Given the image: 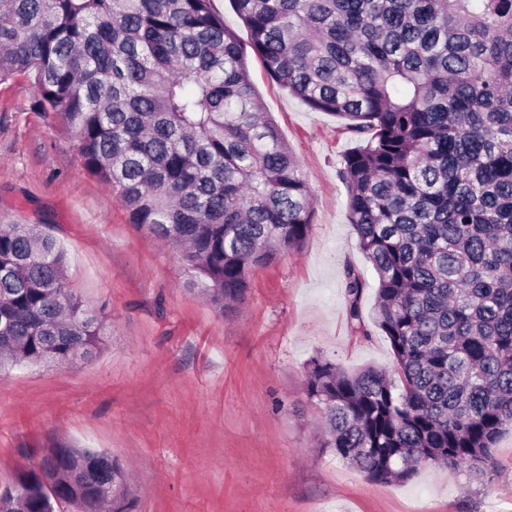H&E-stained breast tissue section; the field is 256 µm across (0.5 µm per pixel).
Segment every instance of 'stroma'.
<instances>
[{
    "label": "stroma",
    "mask_w": 512,
    "mask_h": 512,
    "mask_svg": "<svg viewBox=\"0 0 512 512\" xmlns=\"http://www.w3.org/2000/svg\"><path fill=\"white\" fill-rule=\"evenodd\" d=\"M214 8L302 164L314 201L309 235L252 270L244 295L218 309L174 249L131 224L84 168L76 138L38 110L31 81L0 82V224L54 236L71 288L105 323L92 359L0 368V486L48 449L77 446L120 465L136 512H512V429L492 450L489 482L426 466L408 482L375 484L321 448V412L305 390L310 357L350 373L394 363L378 328L364 338L346 318V264L368 283V323L377 288L340 176L357 141L269 78L232 0Z\"/></svg>",
    "instance_id": "stroma-1"
}]
</instances>
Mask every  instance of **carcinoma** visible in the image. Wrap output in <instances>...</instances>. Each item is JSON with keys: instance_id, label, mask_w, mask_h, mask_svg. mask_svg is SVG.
Wrapping results in <instances>:
<instances>
[{"instance_id": "carcinoma-1", "label": "carcinoma", "mask_w": 512, "mask_h": 512, "mask_svg": "<svg viewBox=\"0 0 512 512\" xmlns=\"http://www.w3.org/2000/svg\"><path fill=\"white\" fill-rule=\"evenodd\" d=\"M267 74L357 136L341 178L378 279L390 370L315 356L322 447L373 483L426 464L490 480L512 427V0H233ZM77 138L135 226L179 248L219 310L297 250L313 200L213 0H0V82ZM33 224L0 225V367L67 364L104 320ZM367 338V287L344 268ZM134 512L106 453L53 448L0 487V512Z\"/></svg>"}]
</instances>
